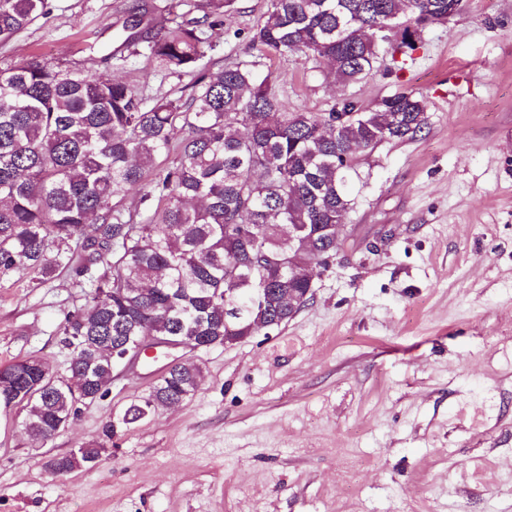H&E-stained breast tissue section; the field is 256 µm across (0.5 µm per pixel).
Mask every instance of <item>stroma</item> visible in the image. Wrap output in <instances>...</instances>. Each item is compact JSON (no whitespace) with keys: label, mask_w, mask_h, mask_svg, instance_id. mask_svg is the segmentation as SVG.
<instances>
[{"label":"stroma","mask_w":512,"mask_h":512,"mask_svg":"<svg viewBox=\"0 0 512 512\" xmlns=\"http://www.w3.org/2000/svg\"><path fill=\"white\" fill-rule=\"evenodd\" d=\"M137 2L49 0L0 44V67L65 59L152 99L189 100L190 77L122 47ZM265 10L237 0L201 69L256 58ZM259 61L289 110L413 90L429 125L363 158L352 236L287 325L176 350L202 369L192 398L124 424L168 363L142 358L47 445L0 412V512H512V0H467L407 62L380 55L345 87L300 54ZM84 302L68 272L0 279V365L35 356L63 371L59 328ZM107 424L94 465L45 468Z\"/></svg>","instance_id":"stroma-1"}]
</instances>
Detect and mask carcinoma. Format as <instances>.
<instances>
[{
  "label": "carcinoma",
  "mask_w": 512,
  "mask_h": 512,
  "mask_svg": "<svg viewBox=\"0 0 512 512\" xmlns=\"http://www.w3.org/2000/svg\"><path fill=\"white\" fill-rule=\"evenodd\" d=\"M236 0H195L202 17L178 22L135 8L131 30L147 22V50L171 74L196 72ZM397 0H268L252 48L303 54L334 66L340 84L371 75L382 53L403 44L379 40L375 28L396 16ZM465 0H410L400 21L423 30L458 15ZM48 0H0V43L33 25ZM269 71L253 62L198 76L186 106L148 102L131 85L70 70L65 62L29 59L0 67V278L36 284L71 268L89 289L60 326L73 354L65 372L19 360L0 366L17 387L0 392V410L23 417L27 433L51 442L77 415V402L108 392V347L131 336H181L191 350L204 338L220 345L289 321L279 294L298 295L324 270L319 257L340 252L336 231L359 190L360 157L382 143L414 139L428 126L427 100L413 91L371 106L342 97L327 112H290ZM178 162L163 166L172 147ZM144 189L145 211L124 198ZM202 369L182 363L131 404L123 422L185 401ZM103 437L45 467L64 476L95 463Z\"/></svg>",
  "instance_id": "cac0c4a2"
}]
</instances>
